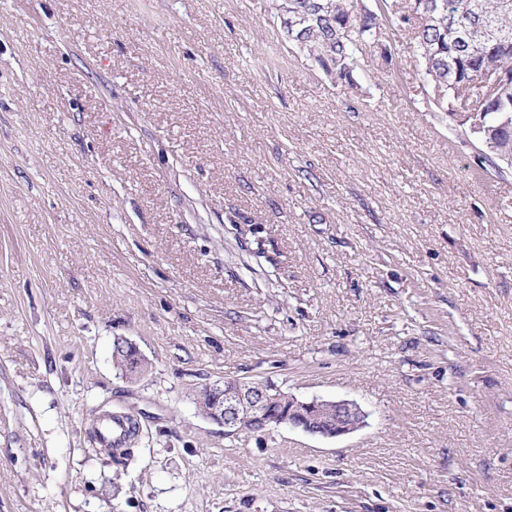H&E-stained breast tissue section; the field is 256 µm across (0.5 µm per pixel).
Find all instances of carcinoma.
I'll return each instance as SVG.
<instances>
[{
  "mask_svg": "<svg viewBox=\"0 0 512 512\" xmlns=\"http://www.w3.org/2000/svg\"><path fill=\"white\" fill-rule=\"evenodd\" d=\"M385 13L370 8L365 0H285L305 16L288 41L306 50L324 74L347 90L358 89L356 72L364 48L394 17L409 26L413 48L420 58L424 78L445 108L463 102L474 119L483 122L486 145L478 155V170L502 177L512 168V82H505L493 100L486 97L479 77L488 72L512 75V0H456L448 16V0H411L403 8L398 0H383ZM494 19L497 31L477 46L467 33L486 18ZM136 352L113 344L115 366H136Z\"/></svg>",
  "mask_w": 512,
  "mask_h": 512,
  "instance_id": "1",
  "label": "carcinoma"
}]
</instances>
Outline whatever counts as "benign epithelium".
I'll return each mask as SVG.
<instances>
[{
  "label": "benign epithelium",
  "mask_w": 512,
  "mask_h": 512,
  "mask_svg": "<svg viewBox=\"0 0 512 512\" xmlns=\"http://www.w3.org/2000/svg\"><path fill=\"white\" fill-rule=\"evenodd\" d=\"M219 391L206 417L223 425L224 435L229 437L246 429L263 432L274 423L313 436L340 438L355 432L364 423V411L350 399L303 400L282 395L276 409L267 391L254 390L237 379L224 381Z\"/></svg>",
  "instance_id": "7a95c632"
}]
</instances>
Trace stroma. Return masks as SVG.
I'll return each instance as SVG.
<instances>
[{
	"mask_svg": "<svg viewBox=\"0 0 512 512\" xmlns=\"http://www.w3.org/2000/svg\"><path fill=\"white\" fill-rule=\"evenodd\" d=\"M281 2L0 0V512H512V176L405 28L350 92ZM242 378L365 423L228 441ZM123 414L114 413L108 419L107 426L104 427V438L106 446L121 448L125 442V433L127 430V420L122 417Z\"/></svg>",
	"mask_w": 512,
	"mask_h": 512,
	"instance_id": "1",
	"label": "stroma"
}]
</instances>
